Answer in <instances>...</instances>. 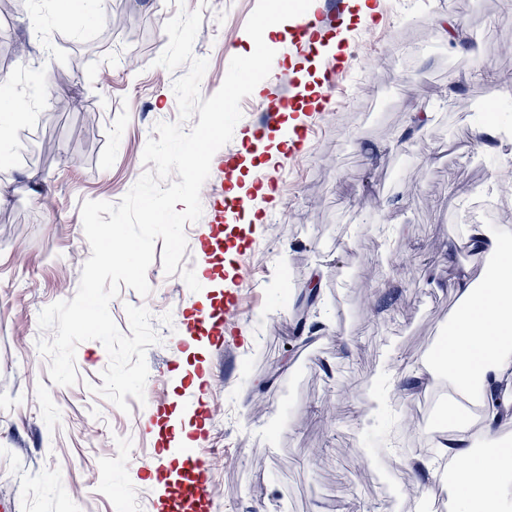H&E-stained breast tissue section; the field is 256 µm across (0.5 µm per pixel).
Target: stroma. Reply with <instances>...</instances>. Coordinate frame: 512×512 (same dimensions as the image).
<instances>
[{"instance_id": "obj_1", "label": "stroma", "mask_w": 512, "mask_h": 512, "mask_svg": "<svg viewBox=\"0 0 512 512\" xmlns=\"http://www.w3.org/2000/svg\"><path fill=\"white\" fill-rule=\"evenodd\" d=\"M0 0V167L9 201L0 206V512H156L165 490L150 480L174 436L172 418L199 415L191 431L208 451V512H424L447 483L390 456L365 453L371 437L390 432L401 412L420 442L428 415L417 389L436 375L415 367L448 331L460 274L480 280L483 264L462 246L460 225L481 220L473 202L498 181H512V145L491 141L471 105L500 94L501 129L512 130V44L491 28L512 29L504 0H379L377 20L327 22L321 49L271 44L279 79L241 101L242 117L220 155H237L238 183L269 185L257 198L260 224L225 229L211 272L201 270V236L213 200L187 224L188 247L174 275L161 260L147 271L148 296L121 288L109 306L128 331L126 305L146 307L160 337L149 347L146 402L129 412L92 393L109 363L95 340L76 349L78 381L53 384L37 342L38 315L73 299L90 257L84 201L120 202L145 170L142 154L156 123L174 122V73L156 66L175 0ZM201 10L193 46L207 59L202 98L221 87L232 57L251 48L262 17L293 28L314 0H185ZM457 23V40L439 33ZM28 40L32 53L18 58ZM482 47L477 71L470 50ZM340 65L341 88L327 92L326 68ZM324 96L303 113L313 134L292 155L280 138L247 140L259 103L303 90ZM28 102L13 123L10 103ZM432 117L417 123L418 113ZM55 150L46 154L43 141ZM404 256L408 268L395 266ZM319 287L316 330L295 337L288 319ZM254 298L215 338L197 322L229 291ZM390 362L404 376L390 410L363 426L377 371ZM416 494L400 495L405 485ZM125 488L116 495L114 486Z\"/></svg>"}]
</instances>
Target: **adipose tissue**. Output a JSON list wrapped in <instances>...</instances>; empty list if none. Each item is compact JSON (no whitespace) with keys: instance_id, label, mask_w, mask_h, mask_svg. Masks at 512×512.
<instances>
[{"instance_id":"ef3b65f1","label":"adipose tissue","mask_w":512,"mask_h":512,"mask_svg":"<svg viewBox=\"0 0 512 512\" xmlns=\"http://www.w3.org/2000/svg\"><path fill=\"white\" fill-rule=\"evenodd\" d=\"M465 239L487 264L481 283L466 276L452 283L459 310L439 359H425L424 370L447 369L462 393H474L483 414L479 423L461 422L438 443L452 466L455 512H512V458L500 455V429L512 423V230L467 225ZM466 469H457L459 460Z\"/></svg>"}]
</instances>
